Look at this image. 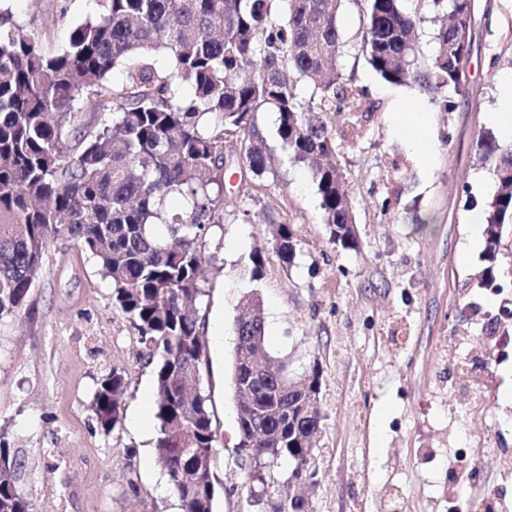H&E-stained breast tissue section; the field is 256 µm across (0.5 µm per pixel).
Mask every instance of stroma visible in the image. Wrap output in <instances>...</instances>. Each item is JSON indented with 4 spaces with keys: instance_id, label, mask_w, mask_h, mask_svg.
I'll return each instance as SVG.
<instances>
[{
    "instance_id": "1",
    "label": "stroma",
    "mask_w": 512,
    "mask_h": 512,
    "mask_svg": "<svg viewBox=\"0 0 512 512\" xmlns=\"http://www.w3.org/2000/svg\"><path fill=\"white\" fill-rule=\"evenodd\" d=\"M477 23L467 63L470 97L443 112L438 97L382 80L366 63L357 32L365 4L345 0L339 26L351 43L339 64L375 106L359 137L338 140L351 186L357 249L332 244L307 169L292 163L276 115L258 123L274 156L262 199L227 176L235 200L203 240L204 295L198 313L220 322L223 347L208 345L215 428L214 512H255L236 444L228 366L238 301H263L265 348L293 375L318 369L322 421L316 470L304 488L311 512H484L492 498L512 506V342L495 345L484 326L512 305V238L499 254V289L481 286V251H468L469 219L483 212L494 175L475 142L492 129L499 90L512 77V0H496ZM15 21L46 47L64 44L93 15L91 0H8ZM429 114L432 149L420 159L392 116ZM425 227H416V219ZM297 240L292 266L272 250L273 225ZM260 280L228 271L252 251ZM138 331L112 303L95 262L68 239L48 247L27 302L0 320V435L21 462L17 487L38 512H178L153 441L155 374L143 364ZM124 369L125 408L110 433L92 409L102 370ZM64 456L47 472L52 453Z\"/></svg>"
}]
</instances>
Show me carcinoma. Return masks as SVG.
Returning <instances> with one entry per match:
<instances>
[{
  "mask_svg": "<svg viewBox=\"0 0 512 512\" xmlns=\"http://www.w3.org/2000/svg\"><path fill=\"white\" fill-rule=\"evenodd\" d=\"M96 2L95 18L52 50L0 11V319L25 306L51 240H74L110 281L113 304L129 315L142 358L154 365V448L181 512H213L214 431L210 397L198 380L204 323L193 314L203 296L202 241L234 203L224 193L226 151L238 149L256 177L273 171L257 123L258 113L272 110L288 159L309 170L330 240L357 248L349 180L327 121L328 113L364 98L337 66L347 45L338 22L344 0ZM365 2L356 39L372 70L390 84L440 91L443 110L456 111L469 79L453 24L472 11V0ZM429 12L446 21L423 62L417 30ZM302 82L312 87L304 100ZM82 101L93 120L77 124ZM372 117L371 105L348 113L346 134L358 135ZM476 150L495 179L480 272L492 288L503 238L496 228L512 224V145L485 131ZM272 249L292 264L297 240L290 227L275 226ZM264 268L255 251L236 275L258 281ZM242 304L231 366L237 447L269 463L265 477L249 471L247 482L263 493V512H304L305 505L288 502L286 475L275 471L283 458L301 467L300 443L320 428L299 406L305 391L319 387V372L291 381L288 364L269 357L268 372L243 370L241 359L264 347L265 323L258 295ZM126 392L122 370L99 378L98 427L117 425ZM19 471L1 436L0 512H33L17 490Z\"/></svg>",
  "mask_w": 512,
  "mask_h": 512,
  "instance_id": "carcinoma-1",
  "label": "carcinoma"
}]
</instances>
